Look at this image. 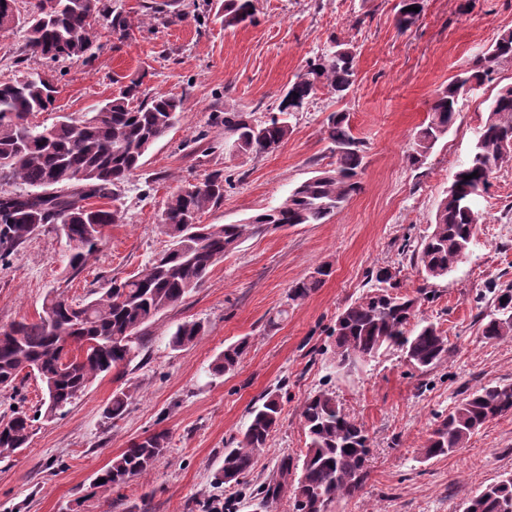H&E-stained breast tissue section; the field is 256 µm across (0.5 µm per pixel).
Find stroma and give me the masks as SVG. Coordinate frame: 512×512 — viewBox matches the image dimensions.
<instances>
[{
	"mask_svg": "<svg viewBox=\"0 0 512 512\" xmlns=\"http://www.w3.org/2000/svg\"><path fill=\"white\" fill-rule=\"evenodd\" d=\"M108 2L132 21L131 36L96 19L89 56L49 64L26 51L25 32L15 28L0 35V80L50 71L56 109L36 117L46 126L100 108L133 80L141 97L175 96L183 110L122 187L123 220L106 228L83 269L68 267L66 240L48 227L0 261V327L37 318L52 291L88 301L148 267L169 243L160 215L181 184L217 170L230 176L223 201L202 215L205 224H236L278 205L329 163L323 125L331 112L349 113L364 144L362 190L328 223L243 241L200 288L142 328V348L123 376L99 377L64 415L39 416L44 388L35 376L20 375L16 393L0 392V417L18 405L36 417L26 448L0 457V512H201L200 502L234 490L242 494L238 512H253L249 488L274 480L283 457H299L306 444L300 407L321 388L335 391L372 444L362 490L329 512H463L469 497L512 473V414L488 422L452 454L426 460L419 450L469 393L512 384V338L491 342L481 334L493 310L491 288L512 286V162L492 174L477 203L483 221L446 278L425 281L402 245L429 233L453 173L471 157L491 97L512 82V63L460 98L455 125L423 164L407 155L436 89L512 30V0H425L406 30L395 23L399 0H255L253 23L237 28L224 25V0H169L159 14L153 0ZM333 40L357 53L352 91L341 99L318 92L290 116L291 132L277 151L225 155V109L269 119L296 75ZM320 265L331 276L305 301L291 302L293 283ZM382 267L404 292H434L419 315L448 338L438 366L414 369L394 348L336 367V317ZM282 309L287 318L270 325ZM188 321L202 322L204 336L173 348L172 333ZM242 339L249 342L243 362L213 376L216 356ZM130 386L136 392L125 417L107 420L113 393ZM269 391L282 400L277 431L237 489L217 485L226 446ZM162 429L170 443L148 477L104 494L94 488L97 472L131 441Z\"/></svg>",
	"mask_w": 512,
	"mask_h": 512,
	"instance_id": "stroma-1",
	"label": "stroma"
}]
</instances>
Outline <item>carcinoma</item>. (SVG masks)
Here are the masks:
<instances>
[{"instance_id":"obj_1","label":"carcinoma","mask_w":512,"mask_h":512,"mask_svg":"<svg viewBox=\"0 0 512 512\" xmlns=\"http://www.w3.org/2000/svg\"><path fill=\"white\" fill-rule=\"evenodd\" d=\"M17 0H0V17L15 14V26L25 29L31 55L58 62L79 59L88 52L92 20L100 15L113 29L130 35L132 24L112 13L105 0H35L27 14ZM425 0H400L396 14L399 28L412 27L420 13L408 7H424ZM254 0H224V26L234 28L254 21ZM512 62V30L503 32L495 46L475 59L461 77L440 87L429 109L428 120L417 130L408 159L421 164L458 118L460 88L483 84L494 67ZM356 54L345 43L309 61L295 76L279 115L255 122L237 110L224 111V133L234 138L242 154H267L277 150L290 133L287 115L297 111L296 102H308L325 90L339 98L352 90ZM58 88L41 72L0 81V183L19 186L0 194V260L35 231L49 223V216L64 219L54 225L69 247L68 266L78 271L97 247L104 229L122 222L114 206H95L90 200L118 199V192L141 167L149 148L177 122L182 100L158 96L138 100L137 84L120 90L112 100L88 115L63 116L51 126L33 118L54 110ZM326 139L331 161L317 175L294 188L279 205L241 224H200L201 215L224 199V175L209 174L202 181L178 187L167 198L160 224L171 238L145 270L113 283L99 297L84 303L50 295L43 314L24 318L0 328V389L14 390L21 373L40 379L46 391L44 415L55 417L78 399L101 374L124 373L136 357V342L142 327L166 309L181 302L202 286L215 263L235 250L243 239L266 230L295 224H323L361 189L359 174L365 166L362 141L357 138L345 112L326 118ZM512 83L500 86L486 108V118L477 134L473 159L452 175L440 199L431 232L412 250L410 261L426 280H437L466 257L480 214L475 199L490 186L493 172L512 160ZM477 173L472 179L466 176ZM84 178L79 179L77 175ZM52 187L55 194L44 199L36 192ZM330 276L317 268L290 290L293 302L307 298ZM374 283L365 294L337 316L334 337L336 366H353L397 346L406 361L418 370L430 369L448 356V337L424 319L415 321L428 292L411 295L396 291V276L387 268L371 275ZM204 327L197 321L177 326L171 344L181 348L197 343ZM482 336L490 341L512 337V288L494 289V311ZM248 349L245 340L230 344L215 358V375L234 370ZM132 388L112 395L105 418L117 420L126 413ZM280 395L268 392L251 408L250 423L242 438L224 449L218 473L222 484L237 483L253 467L279 425ZM512 413V385L487 384L462 399L432 431L421 455L430 459L465 447L469 437L485 423ZM307 438L298 458L297 478L291 483L293 512H327L336 500L355 496L367 476L370 436L366 428L347 414L336 392L322 388L309 395L300 408ZM35 417L15 409L0 420V457L26 447ZM169 434L154 431L130 443L97 475L104 482L94 485L102 493L144 477L166 452ZM280 482L259 488V507L268 512L269 502L288 484L292 461L278 466ZM204 512H237L236 499L216 498L202 505ZM464 512H512V475L486 486L467 501Z\"/></svg>"}]
</instances>
